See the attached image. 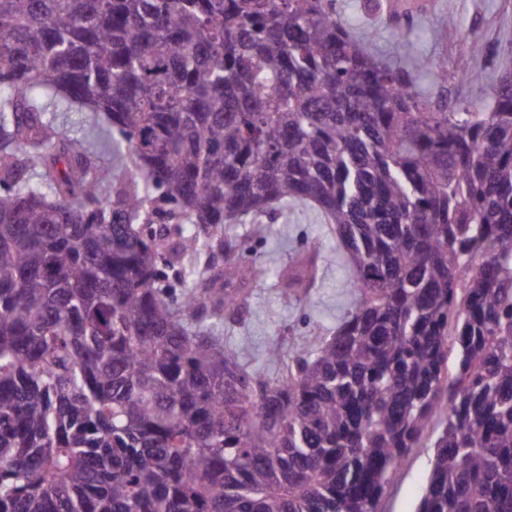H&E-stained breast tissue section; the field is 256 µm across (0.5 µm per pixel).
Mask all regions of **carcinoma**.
Returning a JSON list of instances; mask_svg holds the SVG:
<instances>
[{"instance_id":"obj_1","label":"carcinoma","mask_w":512,"mask_h":512,"mask_svg":"<svg viewBox=\"0 0 512 512\" xmlns=\"http://www.w3.org/2000/svg\"><path fill=\"white\" fill-rule=\"evenodd\" d=\"M369 40L332 0H0V512H376L438 415L417 512H512V72L434 106ZM290 202L352 303L272 384L217 324Z\"/></svg>"}]
</instances>
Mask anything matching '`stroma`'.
Returning <instances> with one entry per match:
<instances>
[{"label":"stroma","mask_w":512,"mask_h":512,"mask_svg":"<svg viewBox=\"0 0 512 512\" xmlns=\"http://www.w3.org/2000/svg\"><path fill=\"white\" fill-rule=\"evenodd\" d=\"M334 6L343 24L367 29L371 49L390 62H398L402 53L398 33L407 34L416 45L412 60L416 87L431 100L445 92L466 100L472 109H483L491 98L493 76L512 68V0H334ZM452 27L463 30V37L449 38ZM473 36L485 47L473 64L489 72L490 81L476 87L452 80L447 89H440L429 75L426 61L455 63L467 55ZM262 222L268 227L265 237L250 239L241 257L263 261L267 274L249 289L242 319L223 324L222 329L225 344L274 381L280 368L267 363L269 346L277 342L287 350H313L345 314L348 281L336 238L312 208L292 206L263 217ZM312 244L320 255L318 285L308 302L284 301L275 272ZM431 443V437H424L400 462L377 512H416L431 467Z\"/></svg>","instance_id":"stroma-1"}]
</instances>
